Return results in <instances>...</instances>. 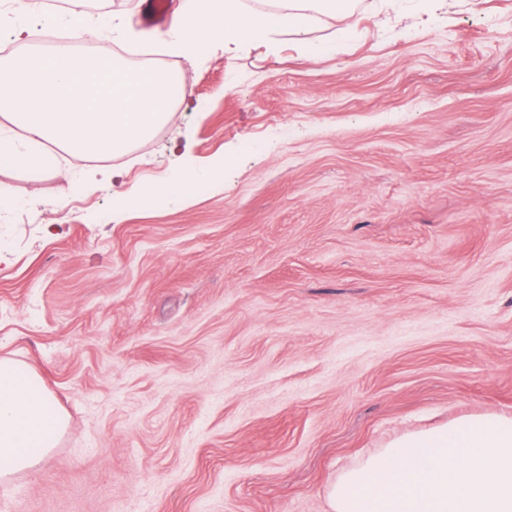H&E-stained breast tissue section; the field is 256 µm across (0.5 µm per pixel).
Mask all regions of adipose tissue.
<instances>
[{"label": "adipose tissue", "instance_id": "ef3b65f1", "mask_svg": "<svg viewBox=\"0 0 512 512\" xmlns=\"http://www.w3.org/2000/svg\"><path fill=\"white\" fill-rule=\"evenodd\" d=\"M355 16L354 0H272L262 11L244 10L241 0H181L173 24L161 35L162 46L168 54L192 61L219 45L272 50L279 35L287 32L302 51L314 56L324 51L308 38L314 23L333 18L349 30ZM201 180L223 183V162L182 172L152 186L148 194L183 203L190 198L191 186ZM65 426V414L55 410L37 375L0 358V481L37 468Z\"/></svg>", "mask_w": 512, "mask_h": 512}]
</instances>
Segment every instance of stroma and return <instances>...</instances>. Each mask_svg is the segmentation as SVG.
<instances>
[{
    "label": "stroma",
    "instance_id": "obj_1",
    "mask_svg": "<svg viewBox=\"0 0 512 512\" xmlns=\"http://www.w3.org/2000/svg\"><path fill=\"white\" fill-rule=\"evenodd\" d=\"M143 2L82 0L94 50L167 61ZM356 14L316 58L179 61L190 102L123 156L0 161V358L67 415L0 512H331L391 441L512 417V0ZM217 159L188 202L116 205Z\"/></svg>",
    "mask_w": 512,
    "mask_h": 512
}]
</instances>
